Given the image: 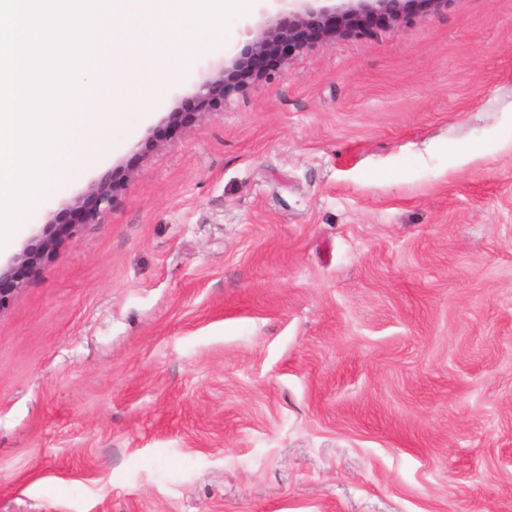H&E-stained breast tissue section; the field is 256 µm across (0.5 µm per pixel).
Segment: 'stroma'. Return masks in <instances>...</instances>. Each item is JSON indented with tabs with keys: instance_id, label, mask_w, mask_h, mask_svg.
Segmentation results:
<instances>
[{
	"instance_id": "stroma-1",
	"label": "stroma",
	"mask_w": 512,
	"mask_h": 512,
	"mask_svg": "<svg viewBox=\"0 0 512 512\" xmlns=\"http://www.w3.org/2000/svg\"><path fill=\"white\" fill-rule=\"evenodd\" d=\"M278 18L0 249L112 172L0 312V512H512V0H408L194 106Z\"/></svg>"
}]
</instances>
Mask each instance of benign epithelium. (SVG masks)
Here are the masks:
<instances>
[{"instance_id": "obj_1", "label": "benign epithelium", "mask_w": 512, "mask_h": 512, "mask_svg": "<svg viewBox=\"0 0 512 512\" xmlns=\"http://www.w3.org/2000/svg\"><path fill=\"white\" fill-rule=\"evenodd\" d=\"M356 5L340 10L336 7H323L319 10L309 5V0H300L288 12V31H283L279 23L269 25L260 31L250 44V53L254 57L262 56L276 41L288 38L294 44L301 40L307 29L310 19L317 15L320 20L332 19L336 22V29L332 36H338L344 31L350 17L360 13H385L395 20L404 17V0H355ZM225 76L204 83L196 93L198 103L209 102L213 99H224ZM117 185L109 173L103 174L95 183L92 192L84 198L75 200L73 212L77 215L74 224L49 225L41 235L35 237L20 253L9 262L0 264V312L7 309L15 295L21 290L22 282L19 280V271L22 269L35 270L37 267L52 258L59 249L63 240L72 235L78 225L100 222L112 209Z\"/></svg>"}]
</instances>
